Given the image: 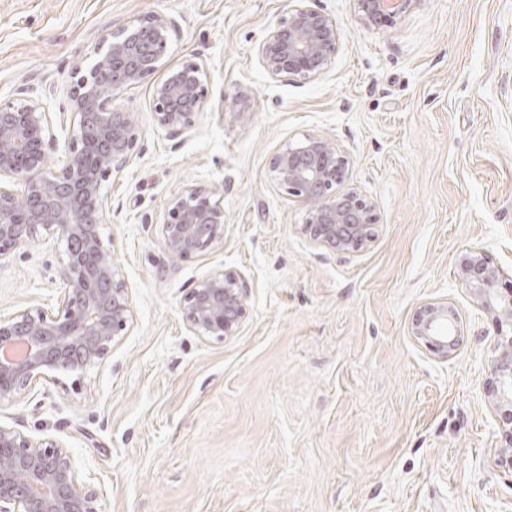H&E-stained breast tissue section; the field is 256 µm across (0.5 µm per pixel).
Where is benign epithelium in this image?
Segmentation results:
<instances>
[{"mask_svg": "<svg viewBox=\"0 0 512 512\" xmlns=\"http://www.w3.org/2000/svg\"><path fill=\"white\" fill-rule=\"evenodd\" d=\"M315 0H287L277 24L257 46L273 77L310 79L323 73L336 53V22ZM418 0H358L367 25L394 22ZM177 21L162 14L138 16L106 34L92 49L93 61L74 73L68 91L75 133L65 160L50 166L46 141L52 118L40 98L0 102V256L45 235L61 246L63 294L51 308L30 306L0 319V347L22 345L19 356L0 357V401L22 387L81 376L101 365L133 322V308L118 267L104 253L100 228L107 201L104 181L133 156L140 139L132 114L109 109L129 87L163 72L153 91L155 126L171 135L195 128L206 101L201 66L166 65ZM351 155L330 139L308 136L273 156L272 180L306 206L299 232L311 242L345 253L375 240L374 203L352 188ZM161 232L168 254L189 260L224 241V206L212 191L186 186L166 204ZM463 283L481 306L507 329H499L491 362L495 416L512 447V305L498 302L495 272L482 253L460 262ZM247 281L223 269L202 278L180 303L186 329L203 339L237 335L245 317ZM415 340L446 357L457 350V314L446 301L419 308L410 328ZM0 512H100L78 464L51 439L33 438L0 424Z\"/></svg>", "mask_w": 512, "mask_h": 512, "instance_id": "benign-epithelium-1", "label": "benign epithelium"}]
</instances>
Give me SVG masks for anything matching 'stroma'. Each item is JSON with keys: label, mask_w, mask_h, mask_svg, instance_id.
<instances>
[{"label": "stroma", "mask_w": 512, "mask_h": 512, "mask_svg": "<svg viewBox=\"0 0 512 512\" xmlns=\"http://www.w3.org/2000/svg\"><path fill=\"white\" fill-rule=\"evenodd\" d=\"M286 0H0V100L55 85L51 113L103 35L161 13L166 62L205 70L193 130L155 128V77L117 106L141 130L104 182L102 246L134 317L101 366L18 390L0 424L62 444L102 512H512V450L486 394L498 325L464 288L475 250L512 298V0H418L365 25L357 0H316L339 41L312 79L271 77L256 53ZM324 135L350 153L375 240L339 253L298 232L303 202L271 179L285 143ZM216 190L224 242L180 261L161 236L184 187ZM60 247L37 236L0 257V318L62 294ZM249 283L233 338L185 328L204 276ZM447 300L461 341L438 356L409 333Z\"/></svg>", "instance_id": "35a3bbf8"}]
</instances>
